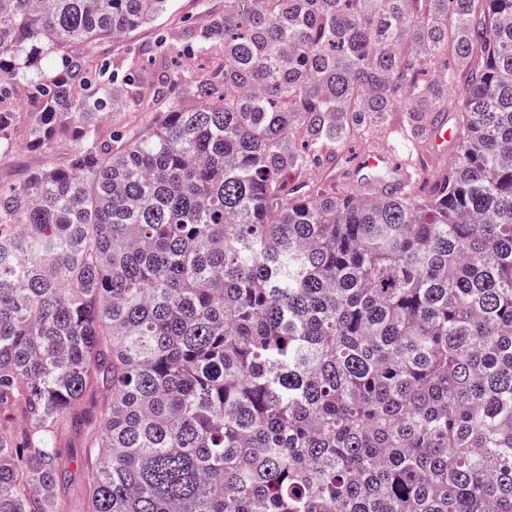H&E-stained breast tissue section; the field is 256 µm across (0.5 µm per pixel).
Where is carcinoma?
<instances>
[{"label": "carcinoma", "instance_id": "cac0c4a2", "mask_svg": "<svg viewBox=\"0 0 512 512\" xmlns=\"http://www.w3.org/2000/svg\"><path fill=\"white\" fill-rule=\"evenodd\" d=\"M168 2L0 0V151L72 141L0 188V512H68L75 433L80 512H512V0H224L152 71L87 51ZM383 132L403 186L293 179ZM163 107L164 102L155 101L149 89L143 90L140 101L131 100L123 109L111 112L103 120L102 135L108 138L112 130L127 131L148 128ZM84 448L68 445L60 449L62 460V478L59 485V495L71 512H76L78 499L82 487V472L78 467L80 457L83 456ZM78 460V461H77Z\"/></svg>", "mask_w": 512, "mask_h": 512}]
</instances>
